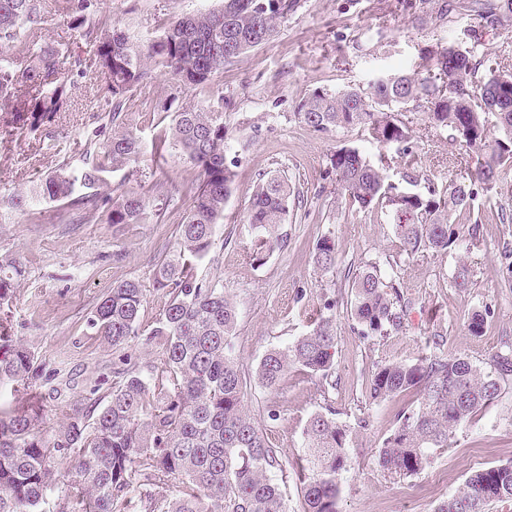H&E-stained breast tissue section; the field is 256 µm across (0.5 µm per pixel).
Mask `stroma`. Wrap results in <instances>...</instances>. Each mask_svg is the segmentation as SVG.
I'll list each match as a JSON object with an SVG mask.
<instances>
[{
	"label": "stroma",
	"instance_id": "1",
	"mask_svg": "<svg viewBox=\"0 0 512 512\" xmlns=\"http://www.w3.org/2000/svg\"><path fill=\"white\" fill-rule=\"evenodd\" d=\"M221 5L222 0H100V14L103 22L120 25L133 39L149 41L172 21ZM40 7L43 43L74 58L84 56V40L63 13L61 0H40ZM469 25V17L456 12L444 28L433 29L422 24L419 14L397 8L395 0H301L273 40L227 64L212 87H180L158 68L125 106L145 113L147 120L167 123L176 112L205 109L216 96L224 98L237 179L215 258L204 261L198 273L223 281L225 293L237 303L230 347L244 373H252L267 350L308 332L325 299L336 301L331 383L293 370L279 390L253 382L245 396L256 425L280 452L282 467L272 477L291 512L301 506L295 463L302 453L303 427L312 413L328 408L349 427L338 512H434L462 491L474 471L512 461L511 387L461 425L452 447L437 454L430 468L411 476L392 474L377 462L383 437L411 396L375 405L365 394L375 364L415 358L432 334H440L444 354L480 367L512 345V286L502 279L499 254L503 243H512V224L494 220L498 209L512 210V168L505 170L496 191L475 202L488 249L424 251L402 261L394 272L412 303L407 327L396 336L367 338L346 308L348 286L357 269L371 261L387 264L398 247L383 213L352 211L337 194L326 162L345 143L371 159L378 149L361 132H318L295 116L299 102L313 91L364 87L380 76L414 69L427 42L468 46ZM98 94L96 75L85 67L75 79L69 110L55 125L37 133L16 130L0 141V197L29 188L61 164L83 166L84 144L102 126L100 113L91 107ZM418 152L425 175L435 183L468 181L469 156L450 143L447 133L420 138ZM271 171L288 177L300 204L289 214L285 246L257 265L249 258L251 236L243 217L255 184ZM162 176L187 187L196 182L198 171L170 152L160 162L141 163L136 180L117 172L109 183L114 190L131 189ZM189 204L182 199L162 218L151 215L142 224H108L93 209L80 211L71 224L60 220L61 208L53 203L32 213L0 207V256L17 259L24 269L15 284L14 329L39 359L42 394L51 393L60 375L68 381L67 395L78 399L111 374L113 350L88 318L112 284L134 279L144 286L140 328L150 331L167 300L152 286L153 269L171 247ZM329 232L336 238L338 265L335 273L321 276L314 270L311 247ZM462 262L472 277L467 287L458 288L453 275ZM475 310L488 313L479 336L467 329ZM270 407L279 410L278 420H268ZM363 416L370 419L365 429L356 424Z\"/></svg>",
	"mask_w": 512,
	"mask_h": 512
}]
</instances>
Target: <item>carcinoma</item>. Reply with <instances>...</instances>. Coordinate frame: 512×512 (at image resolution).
Wrapping results in <instances>:
<instances>
[{
  "label": "carcinoma",
  "instance_id": "obj_1",
  "mask_svg": "<svg viewBox=\"0 0 512 512\" xmlns=\"http://www.w3.org/2000/svg\"><path fill=\"white\" fill-rule=\"evenodd\" d=\"M64 13L81 30L101 81L98 108L107 114L110 132L90 141L79 169L59 166L26 192L0 202L12 209L61 203L68 212L100 209L108 224H139L150 199L165 206L167 183L157 180L141 191L104 193L108 177L133 172L144 153L141 113L120 107L151 78L154 61L190 88L212 83L249 50L272 40L300 0H224L221 9L173 21L161 37L136 45L120 27L103 30L99 0H64ZM437 26L459 10L479 26L512 18V0H399ZM42 17L37 0H0V110L15 129L38 132L69 110L68 72L83 60L39 44ZM471 44L462 49L440 42L419 50L411 72L380 77L366 87L334 94L315 90L295 112L300 122L320 132L360 129L379 148L373 163L351 145L336 148L327 168L336 191L359 210H381L392 224L400 254L448 252L485 246L481 224L472 219L476 198L494 188L512 166V71L488 85V54L480 32L470 28ZM24 65L12 62L14 52ZM421 111L428 127L472 154L469 184L455 181L413 191L421 166L413 151L416 131L404 113ZM170 149L199 170L190 187L185 221L173 246L153 270V286L166 291L165 303L146 343L155 357L146 363L126 353L112 362V379L72 400L55 388L52 403L35 389L36 356L14 335L15 282L22 268L0 259V389L21 399L0 407V512H289L271 476L281 466L279 451L255 426L245 405L247 379L230 350L238 322L234 300L220 281L204 278L197 265L211 254L224 209L234 189L236 163L227 159L224 97L209 109L177 112L171 123L154 128L151 152ZM405 159L401 179L390 175L393 156ZM296 201L288 179L271 174L253 188L245 221L252 235L250 258L258 265L284 243V226ZM314 265L336 272V243L326 234L312 247ZM400 279L379 263L365 265L349 284L350 313L366 337H387L405 327L408 302ZM144 293L134 280L112 285L89 318L96 334L115 351L140 336ZM433 348L409 361L375 365L367 386L379 404L402 393L414 401L398 414L383 439L378 463L399 475L430 467L435 452L450 445L457 429L493 403L512 383V352H497L485 371L461 356ZM333 317L317 324L292 344L268 350L252 377L265 389H279L294 368L326 382L333 368ZM347 426L336 413L317 412L302 431L301 512H337L339 476L347 465ZM512 502V462L474 472L456 497L435 512H489L493 504Z\"/></svg>",
  "mask_w": 512,
  "mask_h": 512
}]
</instances>
